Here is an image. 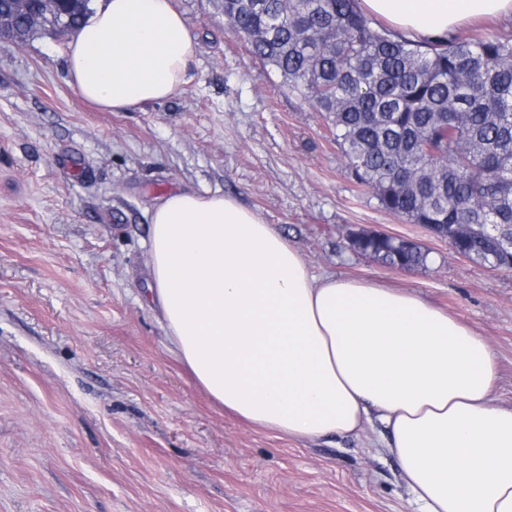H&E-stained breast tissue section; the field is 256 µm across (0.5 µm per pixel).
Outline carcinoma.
Instances as JSON below:
<instances>
[{
	"mask_svg": "<svg viewBox=\"0 0 512 512\" xmlns=\"http://www.w3.org/2000/svg\"><path fill=\"white\" fill-rule=\"evenodd\" d=\"M0 0L18 40L38 28ZM224 20L284 86L321 113L353 180L381 208L447 234L465 257L512 269V33L406 40L357 0H224ZM358 252L427 264L382 235Z\"/></svg>",
	"mask_w": 512,
	"mask_h": 512,
	"instance_id": "obj_1",
	"label": "carcinoma"
}]
</instances>
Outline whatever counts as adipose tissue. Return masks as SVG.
Returning <instances> with one entry per match:
<instances>
[{
    "label": "adipose tissue",
    "mask_w": 512,
    "mask_h": 512,
    "mask_svg": "<svg viewBox=\"0 0 512 512\" xmlns=\"http://www.w3.org/2000/svg\"><path fill=\"white\" fill-rule=\"evenodd\" d=\"M409 39L512 17V0H359ZM196 43L173 0H98L65 67L110 112L191 81ZM149 295L171 351L213 401L299 440L380 427L420 512H512V407L495 404L487 340L416 293L315 277L297 248L219 192L178 191L151 214Z\"/></svg>",
    "instance_id": "ef3b65f1"
}]
</instances>
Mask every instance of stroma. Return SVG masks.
<instances>
[{"label":"stroma","mask_w":512,"mask_h":512,"mask_svg":"<svg viewBox=\"0 0 512 512\" xmlns=\"http://www.w3.org/2000/svg\"><path fill=\"white\" fill-rule=\"evenodd\" d=\"M191 82L131 112L89 105L65 35L0 43V512H416L374 431L317 441L213 405L147 299L150 213L185 189L259 213L316 277L405 288L470 326L512 407V272L382 209L321 113L229 33L224 0H174ZM354 232L410 240L402 272Z\"/></svg>","instance_id":"stroma-1"}]
</instances>
